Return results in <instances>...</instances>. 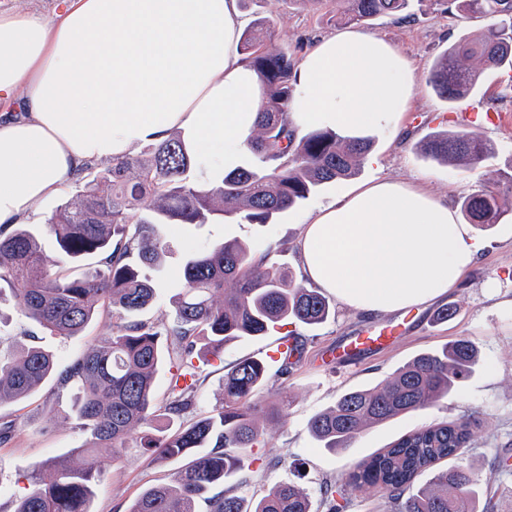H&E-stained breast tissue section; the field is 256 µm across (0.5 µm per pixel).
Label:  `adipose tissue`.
<instances>
[{
  "label": "adipose tissue",
  "instance_id": "ef3b65f1",
  "mask_svg": "<svg viewBox=\"0 0 512 512\" xmlns=\"http://www.w3.org/2000/svg\"><path fill=\"white\" fill-rule=\"evenodd\" d=\"M244 25L238 0H74L55 21L0 11V227L39 215L84 164L174 133L234 168L260 106ZM414 85L395 45L342 30L301 55L289 117L389 128ZM485 247L448 202L391 180L316 209L296 240L301 277L366 316L447 295Z\"/></svg>",
  "mask_w": 512,
  "mask_h": 512
}]
</instances>
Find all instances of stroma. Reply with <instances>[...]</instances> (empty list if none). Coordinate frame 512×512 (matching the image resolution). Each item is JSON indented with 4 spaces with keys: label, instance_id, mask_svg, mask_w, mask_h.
<instances>
[{
    "label": "stroma",
    "instance_id": "stroma-1",
    "mask_svg": "<svg viewBox=\"0 0 512 512\" xmlns=\"http://www.w3.org/2000/svg\"><path fill=\"white\" fill-rule=\"evenodd\" d=\"M239 7L247 21H272L280 47L299 42L309 46L338 30L335 22L293 0H241ZM479 26V21L459 19L427 4L415 7L411 18L382 16L366 25V32L395 44L416 69L409 112L395 128L375 132V146L355 177L326 184L295 208L275 215L270 223L239 224L228 218L216 224L170 228L165 234L166 251L152 273L156 298L141 313V320L158 325L171 322V298L188 258L228 239L259 252L284 241L295 242L300 224L312 209L342 200L357 185L381 179L421 181L432 194L452 204L478 190L482 184L480 172L441 164L418 153L417 143L429 134L460 128L478 133L496 148L487 165L490 173L512 170V125H504L499 119L503 113L512 115V94L503 90L502 73L489 75L477 94L454 104L439 98L427 82L438 53L460 36L476 33ZM482 237L487 247L459 288L414 310L407 332L360 358L329 366L322 363L323 353L336 348L345 337L379 322L394 321V314L365 316L340 306L334 317L321 325L297 326L304 349L299 361L287 368L281 360L269 357L279 344L280 335L275 331L228 342L221 359H194L199 385L191 417L204 415L221 404L225 373L234 363L249 357L266 360L274 386L288 393L282 417L265 426L268 464L250 468L241 479H229V486L249 497L275 483L295 481L309 494L313 512H326L319 494L323 482L343 483L355 461L386 448L416 428L468 411L481 418L470 450V461L480 475V504L489 512H512V475L495 473L489 467L495 456L512 457V210ZM450 304L458 308L454 318L438 321L439 309ZM112 329L113 320L103 311L82 335L53 336L39 331L15 301L0 302V351L4 353L10 352L19 334L27 332L34 335L36 345L64 366ZM459 336L475 341L480 362L457 393L435 407L368 428L345 452L333 454L319 448L308 423L313 415L332 405L339 393L380 385L417 354ZM67 402V395L58 394L55 382L50 381L29 401L0 405V420H13L18 425L13 439L0 444V512H13L15 499L27 486L39 460L66 454L72 462L80 461L81 433L72 425L51 421L54 409ZM100 454L105 465L95 485L93 512H127L141 491L169 482L185 464L181 458L166 463L134 452L118 468L109 461V449H101Z\"/></svg>",
    "mask_w": 512,
    "mask_h": 512
}]
</instances>
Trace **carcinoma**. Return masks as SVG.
Here are the masks:
<instances>
[{
    "mask_svg": "<svg viewBox=\"0 0 512 512\" xmlns=\"http://www.w3.org/2000/svg\"><path fill=\"white\" fill-rule=\"evenodd\" d=\"M312 3L345 24H367L376 17L402 15L412 0H296ZM452 3L484 25L445 49L433 64L428 83L450 104L475 93L485 74L508 75L512 91V0H432ZM275 27L255 20L241 37L240 50L260 79L261 103L247 141L256 165L224 173L216 183L191 176L193 158L177 134L153 143L148 157L112 161L85 182L77 201L43 225L0 228V297L9 291L27 318L55 336L79 335L100 313H111L116 331L63 368L33 344L32 335L14 342L0 356V404L21 402L49 380L71 393L55 418L74 420L86 436L79 464L47 457L35 464L27 492L13 512H91L101 466L96 448L112 449V462L126 460L130 439L143 455L165 461L206 449L178 470L170 483L140 492L128 512H311L306 492L291 482L268 487L246 500L222 489L226 481L253 465L250 451L264 436L263 423L276 417L285 401L265 402L258 389L268 383L264 360L250 358L224 374V403L209 415L176 425L196 403L192 368L174 385L171 399H155V379L168 349L183 360L193 353L214 357L230 340L264 336L277 326H316L335 312L334 303L315 288L297 284L290 267L273 259L289 249L282 242L257 254L226 240L187 260L180 291L172 299L173 320L162 329L137 319L153 301L154 282L145 269L166 249L162 229L170 224H210L233 217L266 224L296 207L325 184L355 175L371 151V136L346 137L329 127L292 125L288 109L296 78V52L277 49ZM434 161L476 169L495 153L493 145L465 128L434 133L418 145ZM512 195V176L493 180L465 196L460 208L467 223L483 230L500 223L504 195ZM52 237L70 266L51 272L43 250ZM100 256L98 264L77 263ZM479 360L477 345L461 336L421 353L373 389L340 393L309 421L320 447L344 451L369 426L416 413L445 400L469 377ZM479 417L456 418L417 429L385 450L355 462L340 486L325 483L321 495L329 512H345L347 490L381 493L389 512H477L478 476L469 448ZM425 472L432 477L417 483Z\"/></svg>",
    "mask_w": 512,
    "mask_h": 512,
    "instance_id": "cac0c4a2",
    "label": "carcinoma"
}]
</instances>
